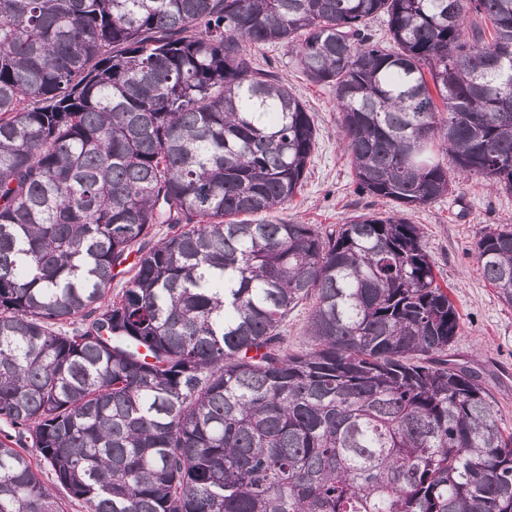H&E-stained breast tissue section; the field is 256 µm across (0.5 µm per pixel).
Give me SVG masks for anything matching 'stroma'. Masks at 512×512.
Segmentation results:
<instances>
[{
	"mask_svg": "<svg viewBox=\"0 0 512 512\" xmlns=\"http://www.w3.org/2000/svg\"><path fill=\"white\" fill-rule=\"evenodd\" d=\"M260 67L272 70L312 113L318 145L308 165L301 194L269 221L315 224L331 230L359 213L395 210L392 201L356 191L350 162L339 136L340 115L330 89L311 84L290 62L288 49L267 45L254 50ZM418 225L439 274L437 280L461 318V332L448 347L450 362L476 372L493 396L498 425L512 432V306L503 304L486 281L474 252L481 230L512 224V193L489 190L482 181L464 179L452 193L407 213Z\"/></svg>",
	"mask_w": 512,
	"mask_h": 512,
	"instance_id": "35a3bbf8",
	"label": "stroma"
}]
</instances>
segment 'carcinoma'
Segmentation results:
<instances>
[{
  "instance_id": "cac0c4a2",
  "label": "carcinoma",
  "mask_w": 512,
  "mask_h": 512,
  "mask_svg": "<svg viewBox=\"0 0 512 512\" xmlns=\"http://www.w3.org/2000/svg\"><path fill=\"white\" fill-rule=\"evenodd\" d=\"M272 44L398 210L245 219L317 142ZM473 176L512 193V0H0V512H64L43 469L87 512H512L405 217ZM474 250L511 306L512 225ZM310 303L304 302L296 308L289 316L285 331V346L290 353H301L309 350L311 339L306 335L307 315Z\"/></svg>"
}]
</instances>
